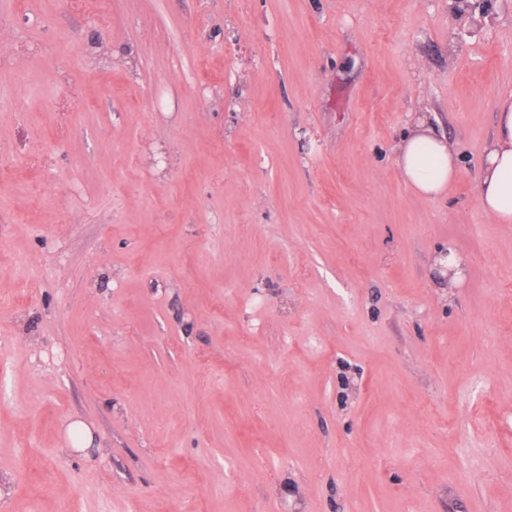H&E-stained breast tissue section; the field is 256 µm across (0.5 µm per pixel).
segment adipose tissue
I'll use <instances>...</instances> for the list:
<instances>
[{
  "label": "adipose tissue",
  "mask_w": 512,
  "mask_h": 512,
  "mask_svg": "<svg viewBox=\"0 0 512 512\" xmlns=\"http://www.w3.org/2000/svg\"><path fill=\"white\" fill-rule=\"evenodd\" d=\"M396 152V162L406 180L426 196L440 195L458 172V157L452 145L422 116L415 118ZM477 202L494 220L512 223V94L502 99L495 136L484 150Z\"/></svg>",
  "instance_id": "1"
}]
</instances>
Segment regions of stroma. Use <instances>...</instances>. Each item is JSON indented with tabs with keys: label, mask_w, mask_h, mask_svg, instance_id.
Instances as JSON below:
<instances>
[{
	"label": "stroma",
	"mask_w": 512,
	"mask_h": 512,
	"mask_svg": "<svg viewBox=\"0 0 512 512\" xmlns=\"http://www.w3.org/2000/svg\"><path fill=\"white\" fill-rule=\"evenodd\" d=\"M481 6L0 0V512H512ZM396 152V162L406 180L426 196L440 195L458 172V157L452 145L433 130L424 116L415 118Z\"/></svg>",
	"instance_id": "35a3bbf8"
}]
</instances>
